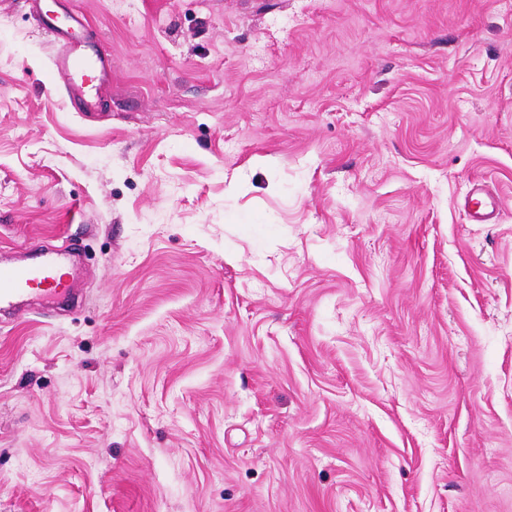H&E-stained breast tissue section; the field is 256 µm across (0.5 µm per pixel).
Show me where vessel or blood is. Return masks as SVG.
<instances>
[{
	"label": "vessel or blood",
	"mask_w": 512,
	"mask_h": 512,
	"mask_svg": "<svg viewBox=\"0 0 512 512\" xmlns=\"http://www.w3.org/2000/svg\"><path fill=\"white\" fill-rule=\"evenodd\" d=\"M31 11L50 35V72L55 83L65 87L75 111H96L100 91L112 74V57L105 51L75 40L58 25L43 0H31ZM462 207L475 224L496 222L501 204L483 183L473 182ZM69 248L44 252L38 263L0 267V309L20 311L23 299L39 297L51 307L69 291Z\"/></svg>",
	"instance_id": "b4317fda"
}]
</instances>
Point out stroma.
<instances>
[{
    "label": "stroma",
    "mask_w": 512,
    "mask_h": 512,
    "mask_svg": "<svg viewBox=\"0 0 512 512\" xmlns=\"http://www.w3.org/2000/svg\"><path fill=\"white\" fill-rule=\"evenodd\" d=\"M0 0V512H512V0ZM496 223L460 203L472 181ZM31 11L41 28L51 36L50 72L55 84H63L76 112H95L100 91L112 74V56L75 40L57 24L43 0H30ZM462 207L469 220L475 224H492L497 221L501 203L490 195L483 183L473 182L463 199ZM67 247L46 251L42 259L31 265L0 267V309L21 311V302L29 296H37L45 308H50L69 291L70 249Z\"/></svg>",
    "instance_id": "35a3bbf8"
}]
</instances>
